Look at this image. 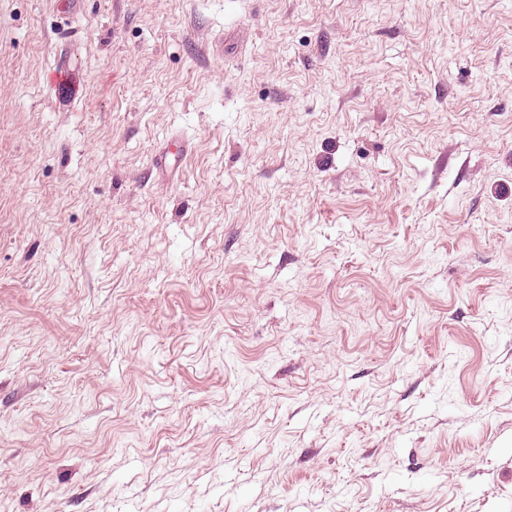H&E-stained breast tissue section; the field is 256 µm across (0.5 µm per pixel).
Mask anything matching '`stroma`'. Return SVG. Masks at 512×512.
Here are the masks:
<instances>
[{"label": "stroma", "instance_id": "1", "mask_svg": "<svg viewBox=\"0 0 512 512\" xmlns=\"http://www.w3.org/2000/svg\"><path fill=\"white\" fill-rule=\"evenodd\" d=\"M0 512H512V0H0ZM58 61L46 76L55 100L65 106L74 104L81 94L80 71L77 65L66 57L65 49L60 50Z\"/></svg>", "mask_w": 512, "mask_h": 512}]
</instances>
